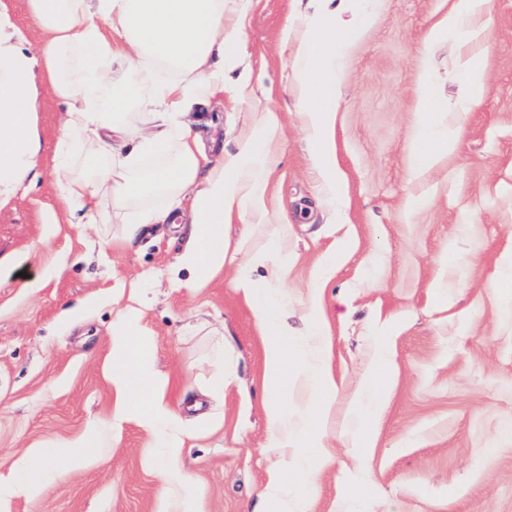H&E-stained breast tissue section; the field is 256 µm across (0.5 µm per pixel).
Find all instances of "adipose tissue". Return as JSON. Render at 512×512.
Instances as JSON below:
<instances>
[{
    "label": "adipose tissue",
    "instance_id": "ef3b65f1",
    "mask_svg": "<svg viewBox=\"0 0 512 512\" xmlns=\"http://www.w3.org/2000/svg\"><path fill=\"white\" fill-rule=\"evenodd\" d=\"M319 2L282 36L297 43L294 90L307 137L316 147V164L324 172L323 188L332 198L336 154L329 140L334 77L340 70L336 37L357 40L371 16L347 19L331 0ZM26 6L30 28L25 31L0 0V210L39 174L37 120L41 94L49 92L62 106L52 170L65 221L100 224L107 216L103 202L120 207L151 194L189 192L192 245L180 264L192 273L191 287L207 286L224 270L225 223L265 211L274 171L270 145L282 132L278 113L269 110L235 151L213 159L199 146L195 128L206 122L210 96L223 90L225 68L237 64L243 19L226 22L224 0H26ZM482 6L483 0H456L448 17L430 30V40L475 39L472 19ZM135 104L153 117L152 129L141 134L125 122ZM444 108L428 83H421L411 143L413 175L425 173L457 146L458 127L438 120ZM147 154L160 157V164L143 169ZM109 348L112 429L120 431L130 421L139 425L156 450L163 484L179 492L177 500L161 499L158 512H203L182 465L186 432L168 401V377L157 366L140 309L119 311ZM390 369L386 345L377 344L354 407L357 436H367L384 406ZM98 445L99 427L90 424L75 438L28 450L14 460L10 480L0 482V502L36 495L54 479V462H92Z\"/></svg>",
    "mask_w": 512,
    "mask_h": 512
}]
</instances>
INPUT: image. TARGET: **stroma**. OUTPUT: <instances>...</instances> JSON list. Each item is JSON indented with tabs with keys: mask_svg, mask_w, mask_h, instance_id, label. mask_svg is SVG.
Wrapping results in <instances>:
<instances>
[{
	"mask_svg": "<svg viewBox=\"0 0 512 512\" xmlns=\"http://www.w3.org/2000/svg\"><path fill=\"white\" fill-rule=\"evenodd\" d=\"M453 0H378L360 38L338 43L333 139L343 203L322 190L315 147L295 96L296 45L289 20L312 0H250L242 65L224 73L200 130L210 156L233 151L264 110L279 112L275 172L264 215L224 227L235 251L210 285L189 287L178 259L189 224H146L126 240L131 209L103 224H59L51 159L62 134L59 106L44 96L38 127L44 163L37 181L0 213V478L9 454L48 447L99 423V461L62 465L40 494L14 498L8 512H156L167 490L155 473L148 437L133 422L113 434L112 389L104 377L112 290L145 286L144 325L169 401L190 420L183 463L204 512H264L267 471L261 341L232 281L247 268L276 293L294 339L308 332L312 296L322 301L338 391L324 444L333 462L318 477L311 512H512V298L499 292L512 274V0H486L479 37L461 43L427 37ZM479 56V105L455 111L457 62ZM427 70L434 94L450 105L444 120L460 142L415 177L410 141ZM285 239V279L271 278L270 240ZM335 259L336 272L320 277ZM395 370L387 404L369 438L353 447L356 395L372 365L374 337ZM224 374L220 395L207 392Z\"/></svg>",
	"mask_w": 512,
	"mask_h": 512,
	"instance_id": "1",
	"label": "stroma"
}]
</instances>
